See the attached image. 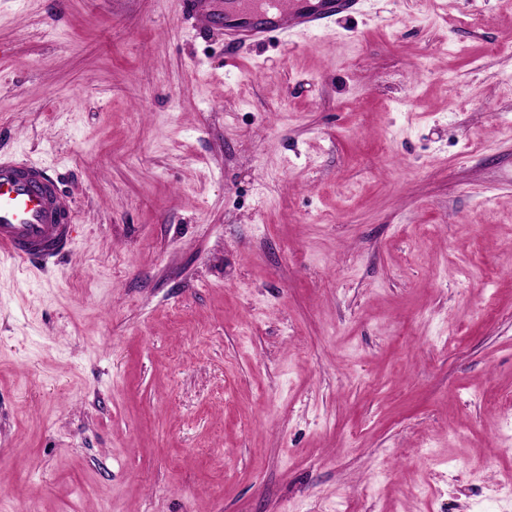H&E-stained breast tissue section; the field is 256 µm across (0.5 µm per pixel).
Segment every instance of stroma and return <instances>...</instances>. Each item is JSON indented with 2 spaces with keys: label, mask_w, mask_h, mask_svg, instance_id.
<instances>
[{
  "label": "stroma",
  "mask_w": 512,
  "mask_h": 512,
  "mask_svg": "<svg viewBox=\"0 0 512 512\" xmlns=\"http://www.w3.org/2000/svg\"><path fill=\"white\" fill-rule=\"evenodd\" d=\"M184 0H0V512H512V0L227 48ZM60 197L47 167L0 154L1 253L37 266L68 252L71 215Z\"/></svg>",
  "instance_id": "1"
}]
</instances>
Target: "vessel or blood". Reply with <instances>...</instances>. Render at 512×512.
Segmentation results:
<instances>
[{"mask_svg":"<svg viewBox=\"0 0 512 512\" xmlns=\"http://www.w3.org/2000/svg\"><path fill=\"white\" fill-rule=\"evenodd\" d=\"M362 0H190L195 12L223 27L229 42L264 40L291 28L318 31ZM71 215L59 181L44 165L0 154V253L44 265L68 252Z\"/></svg>","mask_w":512,"mask_h":512,"instance_id":"vessel-or-blood-1","label":"vessel or blood"}]
</instances>
